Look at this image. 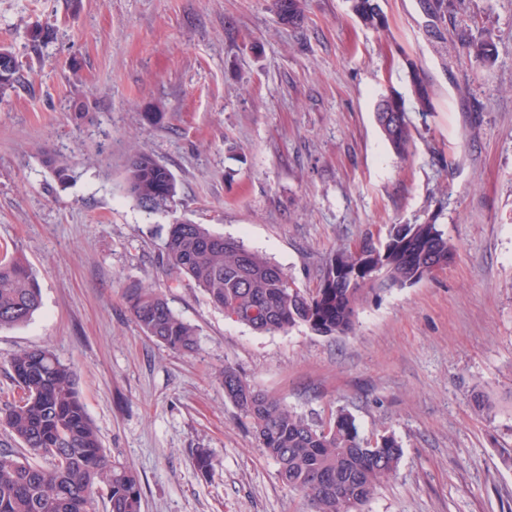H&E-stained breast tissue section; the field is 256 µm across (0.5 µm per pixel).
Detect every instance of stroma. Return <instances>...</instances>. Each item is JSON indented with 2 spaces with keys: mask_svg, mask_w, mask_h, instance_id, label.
<instances>
[{
  "mask_svg": "<svg viewBox=\"0 0 512 512\" xmlns=\"http://www.w3.org/2000/svg\"><path fill=\"white\" fill-rule=\"evenodd\" d=\"M445 2L437 24L423 0H378V32L349 0H304L297 27L273 0H0L22 75L0 95V256L22 257L42 293L28 325L0 330V406L17 396L11 356L49 348L107 453L137 469L142 512H304L225 397L228 364L310 419L343 409L365 439L396 436L397 475L365 512H512V0ZM389 91L413 125L404 157L375 121ZM137 149L174 173L175 214L128 195ZM178 217L308 291L331 253L396 224L438 225L457 253L369 296L348 335L258 333L163 271ZM132 283L195 326V353L139 330Z\"/></svg>",
  "mask_w": 512,
  "mask_h": 512,
  "instance_id": "obj_1",
  "label": "stroma"
}]
</instances>
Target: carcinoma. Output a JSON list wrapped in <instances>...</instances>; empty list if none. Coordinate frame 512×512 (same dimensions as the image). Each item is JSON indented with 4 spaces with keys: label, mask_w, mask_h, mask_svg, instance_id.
Returning a JSON list of instances; mask_svg holds the SVG:
<instances>
[{
    "label": "carcinoma",
    "mask_w": 512,
    "mask_h": 512,
    "mask_svg": "<svg viewBox=\"0 0 512 512\" xmlns=\"http://www.w3.org/2000/svg\"><path fill=\"white\" fill-rule=\"evenodd\" d=\"M354 14L376 31L387 20L376 0H350ZM282 23L302 20L300 0H274ZM20 64L0 48V93L19 82ZM384 139L400 156L408 154L411 124L398 96H381L375 112ZM127 193L148 213H169L180 204L177 179L142 152L125 175ZM415 239L404 252L366 237L360 249L333 254L321 287L306 293L284 269L230 237L190 220L170 225L164 242L166 266L200 288L224 315L261 333L304 326L320 336H343L371 293L418 283L454 256L456 245L437 225L414 224ZM130 315L147 337L183 353L198 348L196 328L180 319L167 299L151 288L125 289ZM41 289L30 265L19 257L0 263V329L28 324L41 308ZM19 400L0 408V426L19 451L0 449V512H96L94 490H107L109 512H142L136 469L105 452L87 415L75 372L48 348L24 349L10 359ZM225 396L251 424L263 453L277 466L288 489L303 494L309 512H359L396 472L400 442L382 434L369 445L355 418L341 409L329 418L331 431L257 389L235 367L218 373Z\"/></svg>",
    "instance_id": "obj_1"
}]
</instances>
